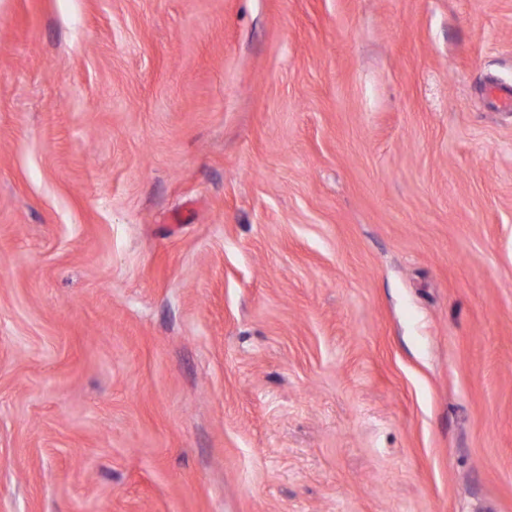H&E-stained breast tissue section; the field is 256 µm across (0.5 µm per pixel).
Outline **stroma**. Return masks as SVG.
<instances>
[{
  "instance_id": "1",
  "label": "stroma",
  "mask_w": 512,
  "mask_h": 512,
  "mask_svg": "<svg viewBox=\"0 0 512 512\" xmlns=\"http://www.w3.org/2000/svg\"><path fill=\"white\" fill-rule=\"evenodd\" d=\"M512 0H0V512H512Z\"/></svg>"
}]
</instances>
